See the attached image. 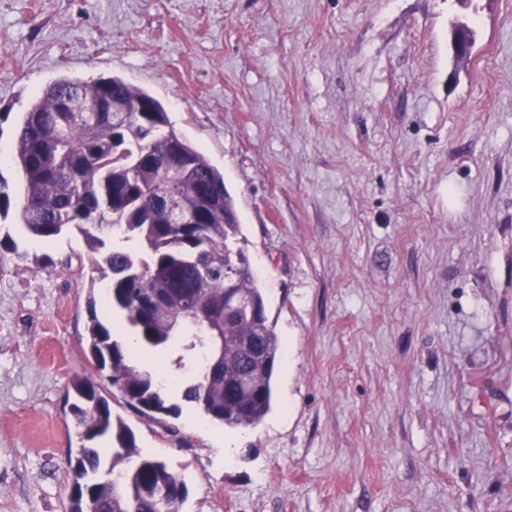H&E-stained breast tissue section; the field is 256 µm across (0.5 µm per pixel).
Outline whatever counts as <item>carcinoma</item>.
I'll use <instances>...</instances> for the list:
<instances>
[{"instance_id": "obj_1", "label": "carcinoma", "mask_w": 512, "mask_h": 512, "mask_svg": "<svg viewBox=\"0 0 512 512\" xmlns=\"http://www.w3.org/2000/svg\"><path fill=\"white\" fill-rule=\"evenodd\" d=\"M73 96L101 111L90 118L62 111ZM142 105L150 111H139ZM13 160L23 184L20 223L42 240L76 229L103 250L91 281L107 282L112 311L142 349L169 356L168 375L184 384L178 402L91 312L94 374L73 382L71 412L82 444L69 512H181L185 481L139 448L100 395L99 380L141 414L177 417L186 402L213 422L247 428L270 410L281 342L239 246L240 220L224 176L173 128L159 100L117 76L50 83L23 113ZM166 181L198 213L196 223L170 222L159 195ZM107 230L119 241L109 249L95 235ZM128 241L137 248L122 247ZM177 336L185 344L173 353ZM99 438L112 443L108 465L89 446Z\"/></svg>"}]
</instances>
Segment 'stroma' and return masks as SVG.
Wrapping results in <instances>:
<instances>
[{
  "label": "stroma",
  "instance_id": "stroma-1",
  "mask_svg": "<svg viewBox=\"0 0 512 512\" xmlns=\"http://www.w3.org/2000/svg\"><path fill=\"white\" fill-rule=\"evenodd\" d=\"M63 75L148 91L223 173L282 343L248 428L101 382L183 512H512V0H0V512H67L112 319L84 236L15 207V127Z\"/></svg>",
  "mask_w": 512,
  "mask_h": 512
}]
</instances>
